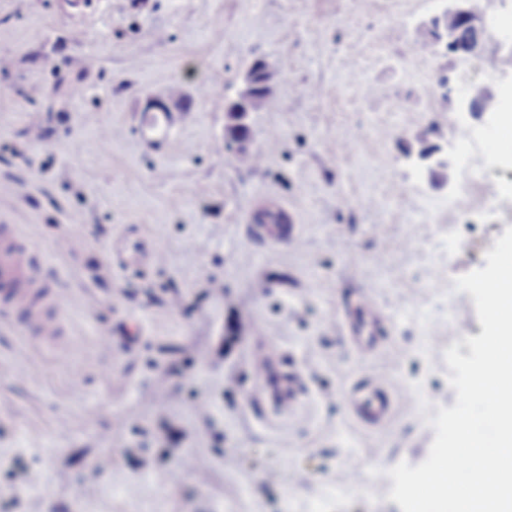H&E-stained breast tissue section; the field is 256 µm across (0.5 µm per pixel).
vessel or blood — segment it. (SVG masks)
Here are the masks:
<instances>
[{"label":"vessel or blood","mask_w":512,"mask_h":512,"mask_svg":"<svg viewBox=\"0 0 512 512\" xmlns=\"http://www.w3.org/2000/svg\"><path fill=\"white\" fill-rule=\"evenodd\" d=\"M172 121L168 112L146 113L139 131L150 141L167 131ZM278 223L264 225L267 238L276 243L297 244L299 236L288 208H281ZM65 292L54 280L42 274L33 245L24 238L17 225L0 224V321L13 325L32 341H43L63 330ZM338 332L362 354L377 352L388 332L386 313L370 292L359 293L351 311L336 318ZM254 375L262 381L267 407L281 414H293L302 396L299 375L280 368L270 352L253 359ZM352 419L361 427L383 428L391 422L396 393L372 379L359 380L344 394Z\"/></svg>","instance_id":"obj_1"}]
</instances>
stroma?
<instances>
[{"label":"stroma","mask_w":512,"mask_h":512,"mask_svg":"<svg viewBox=\"0 0 512 512\" xmlns=\"http://www.w3.org/2000/svg\"><path fill=\"white\" fill-rule=\"evenodd\" d=\"M447 5L0 0V224L66 293L59 339L0 326V512H401L387 472L427 458L429 419L456 402L449 311L482 332L454 280L512 224L474 196L413 221L460 175L447 122L421 157L425 113L484 128L460 67L512 56L491 36L466 58L425 46ZM258 59L288 106L252 113L263 161L244 167L224 104ZM175 86L172 126L144 143L142 113ZM264 206L293 211L299 246L260 238ZM364 290L390 321L368 357L335 325ZM271 348L303 390L275 426L250 395ZM362 378L408 393L376 432L337 395Z\"/></svg>","instance_id":"1"}]
</instances>
